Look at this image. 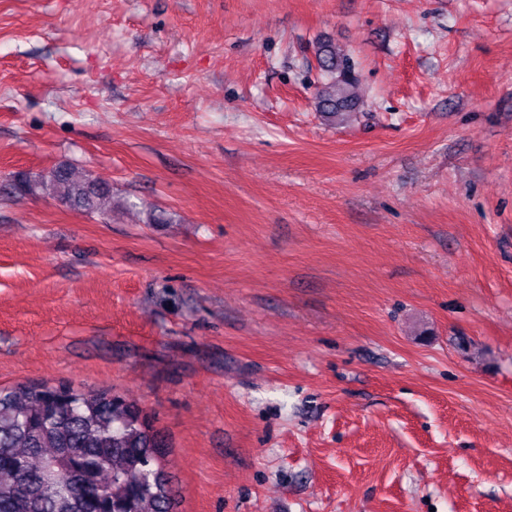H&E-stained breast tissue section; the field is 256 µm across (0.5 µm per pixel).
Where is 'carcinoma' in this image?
I'll return each mask as SVG.
<instances>
[{"label":"carcinoma","instance_id":"obj_1","mask_svg":"<svg viewBox=\"0 0 512 512\" xmlns=\"http://www.w3.org/2000/svg\"><path fill=\"white\" fill-rule=\"evenodd\" d=\"M315 58L323 78L316 110L342 120L361 101L354 63L329 41ZM47 184L73 208L110 212L112 189L78 182L66 166L38 180L18 173L10 189L33 195ZM165 446L144 411L110 391L0 387V512H175L159 464Z\"/></svg>","mask_w":512,"mask_h":512}]
</instances>
